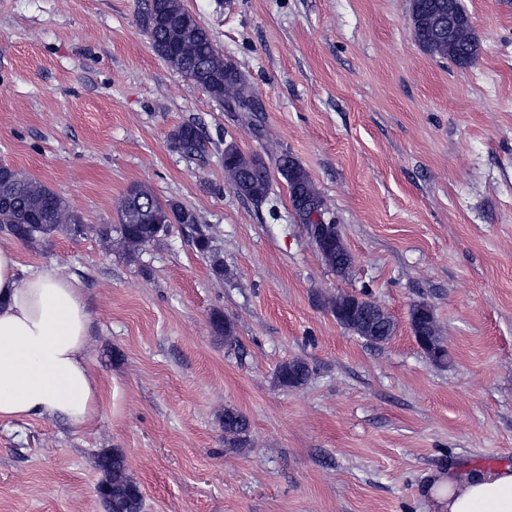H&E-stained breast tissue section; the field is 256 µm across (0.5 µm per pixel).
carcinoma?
<instances>
[{
  "label": "carcinoma",
  "mask_w": 512,
  "mask_h": 512,
  "mask_svg": "<svg viewBox=\"0 0 512 512\" xmlns=\"http://www.w3.org/2000/svg\"><path fill=\"white\" fill-rule=\"evenodd\" d=\"M453 5L457 18L466 23L471 17L461 0H411V21L415 40L426 53L446 59L459 68H467L476 60L480 41L457 37L448 45V30L435 29L427 23L430 13L448 12ZM139 23L155 52L187 80L201 87L213 100L224 104L238 99L250 89L247 77L234 65L224 61L209 31L182 4V0H143ZM171 144L188 158L208 152V140L199 128L187 123L171 134ZM224 172L237 194L256 204L264 202L271 190L270 167H275L288 185L292 207L301 223H307L308 210L327 206L300 162L288 151L281 150L267 163L262 157L244 155L234 142L224 144ZM196 216L181 204L156 198L146 186L128 191L119 207V223L95 228L67 200L41 182L13 168L0 165V228L24 243L46 241L63 231L77 240L90 233L104 239L117 233L125 254L134 257L144 247L158 240L172 224L194 225ZM316 236L326 250L320 252L325 265L339 278L348 275L352 257L342 238L336 236V225L321 224ZM197 249L208 258L212 272L224 276V261L205 235L196 240ZM380 335L372 338L353 328L351 332L372 343L380 342L395 329L389 316L374 304L365 302ZM309 377L308 365L299 359L282 364L277 379L285 388L297 387ZM224 440L234 447L249 431V420L234 408L224 410ZM104 479L98 484L100 498L107 512H142L143 497L139 486L128 475L124 454L118 450L105 452L98 460Z\"/></svg>",
  "instance_id": "obj_1"
}]
</instances>
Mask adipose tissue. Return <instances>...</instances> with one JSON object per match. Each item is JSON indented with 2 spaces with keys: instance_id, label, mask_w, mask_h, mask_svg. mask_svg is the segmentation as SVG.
I'll use <instances>...</instances> for the list:
<instances>
[{
  "instance_id": "obj_1",
  "label": "adipose tissue",
  "mask_w": 512,
  "mask_h": 512,
  "mask_svg": "<svg viewBox=\"0 0 512 512\" xmlns=\"http://www.w3.org/2000/svg\"><path fill=\"white\" fill-rule=\"evenodd\" d=\"M90 317L79 288L54 268H26L0 247V420L91 427L106 397L89 358ZM433 512H512V467L439 477Z\"/></svg>"
}]
</instances>
